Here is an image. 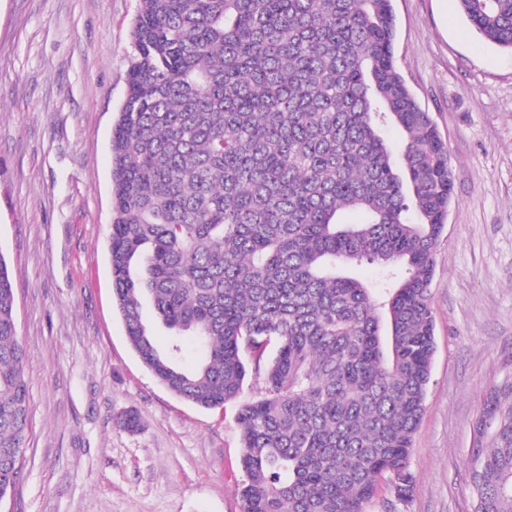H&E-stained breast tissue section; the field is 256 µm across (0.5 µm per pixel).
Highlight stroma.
<instances>
[{"label":"stroma","instance_id":"stroma-1","mask_svg":"<svg viewBox=\"0 0 512 512\" xmlns=\"http://www.w3.org/2000/svg\"><path fill=\"white\" fill-rule=\"evenodd\" d=\"M141 0H0V257L29 354L32 433L0 512H241L236 404L161 386L112 293L111 138ZM397 68L448 145L454 196L431 284L436 351L410 499L366 512H470L480 400L512 371V52L458 0H392ZM140 416L129 433L115 424Z\"/></svg>","mask_w":512,"mask_h":512}]
</instances>
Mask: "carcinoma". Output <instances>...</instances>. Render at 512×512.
<instances>
[{"label": "carcinoma", "mask_w": 512, "mask_h": 512, "mask_svg": "<svg viewBox=\"0 0 512 512\" xmlns=\"http://www.w3.org/2000/svg\"><path fill=\"white\" fill-rule=\"evenodd\" d=\"M459 2L512 51V0ZM132 35L109 252L133 350L184 400L240 401L243 512H364L383 482L408 498L453 179L397 70L392 0H141ZM28 360L0 256V497L31 430ZM468 473L471 512H512V373L480 401Z\"/></svg>", "instance_id": "cac0c4a2"}]
</instances>
